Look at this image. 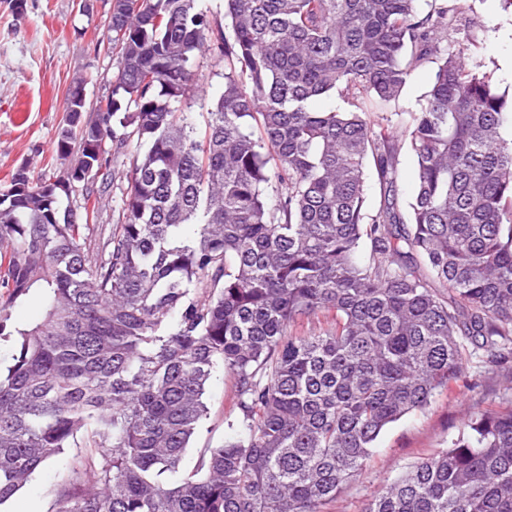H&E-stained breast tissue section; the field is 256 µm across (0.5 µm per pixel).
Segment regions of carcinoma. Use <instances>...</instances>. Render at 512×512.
I'll list each match as a JSON object with an SVG mask.
<instances>
[{
  "label": "carcinoma",
  "instance_id": "carcinoma-1",
  "mask_svg": "<svg viewBox=\"0 0 512 512\" xmlns=\"http://www.w3.org/2000/svg\"><path fill=\"white\" fill-rule=\"evenodd\" d=\"M418 2L224 0L211 39L205 0H112V98L66 99L69 167L0 189V512L66 448L86 453L55 512H324L465 362L512 364V98L442 46L448 7ZM205 51L224 89L198 128ZM424 63L401 134L374 122ZM337 94L349 108L319 106ZM132 143L124 187L111 152ZM33 293L42 317L13 323ZM219 369L241 430L182 473ZM363 512H512V374ZM434 69L433 63H426L419 67L412 75L396 107L388 112H415L429 89ZM415 178V168L411 155L405 150L402 151L399 157L398 164V193L399 202L403 209L407 206L410 200L412 187Z\"/></svg>",
  "mask_w": 512,
  "mask_h": 512
}]
</instances>
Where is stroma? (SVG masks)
<instances>
[{"label": "stroma", "mask_w": 512, "mask_h": 512, "mask_svg": "<svg viewBox=\"0 0 512 512\" xmlns=\"http://www.w3.org/2000/svg\"><path fill=\"white\" fill-rule=\"evenodd\" d=\"M27 0L24 14L12 0H0V188L13 170L27 166L33 180L62 173L65 161L56 158L53 141L65 119V102L73 82H82L87 109L112 95L118 60L96 48L107 34L112 0ZM465 31H449L448 44L469 47L468 62L489 76L499 92L512 95V11L497 0H468ZM224 60L206 53L197 57L194 81L206 91L193 99L192 112L205 113L224 87ZM502 375L485 372L479 389H454L424 411L390 425L380 436L359 480L342 488L325 512H363L381 485L422 458L446 448L449 433L461 423L464 407L485 406L497 400ZM233 382L216 373L209 382L207 415L192 438L183 466L194 469L210 449L232 437L239 412L232 400ZM63 484L62 463L34 475L11 505V512H55Z\"/></svg>", "instance_id": "1"}]
</instances>
